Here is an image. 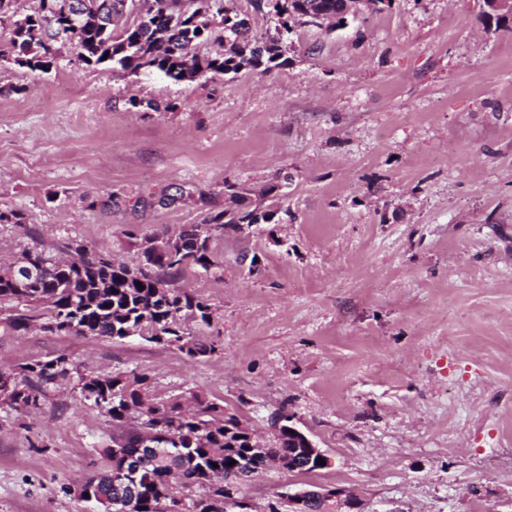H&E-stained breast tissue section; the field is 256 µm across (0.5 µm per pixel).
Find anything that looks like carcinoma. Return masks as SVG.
<instances>
[{
	"mask_svg": "<svg viewBox=\"0 0 512 512\" xmlns=\"http://www.w3.org/2000/svg\"><path fill=\"white\" fill-rule=\"evenodd\" d=\"M38 2V9L28 13L20 0H0V12L18 15L10 48L16 64L49 71L54 59L49 46L63 40L78 48L88 63L105 62L132 72L156 70L176 81H192L208 73L238 75L261 67L269 71L288 51L285 37L295 26L318 27L321 18L334 21L339 29L348 25L350 17L347 0H252L253 9L274 23V34L259 39L240 17L236 0H195L192 10L181 0H151L155 6L148 9L146 22L121 27L117 21L123 11L115 8L109 14L102 11L105 0H81L80 29L69 36L74 0H52L55 10L49 12L45 0ZM209 42L220 50L196 53L197 45ZM227 189L233 206L209 215L203 225L182 229L180 241L174 242L175 255L161 253L137 267H115L111 255L91 253L82 245L62 246L71 252L66 260L43 249L23 250L19 261L27 260L38 270L27 284H16L13 265L0 266V305L29 308L9 316V325L18 332L28 330L36 321L32 309L45 305L51 317L42 328L51 332L124 339L128 331L140 330L151 334L148 342L172 346L189 357L216 353L214 344L201 342L184 329L186 319L210 324L211 305L175 282L189 267L205 273L219 267L211 248L214 233L233 224L267 220L244 188L230 184ZM72 382L105 411L113 425L122 426L139 411L149 417L153 430L168 436L158 451L149 453L141 447L136 430L112 435L102 451L101 471L86 480L102 512H107L104 501L111 499L112 483L118 479L137 490L130 512H167L175 486L194 484L208 487L207 495L190 501L186 512H214L212 494L240 510L237 489L224 487V480L247 481L278 458L304 465V450L288 440L290 417L284 412L272 417L280 421L283 438L253 447L246 435L232 429L236 416L224 414L199 394H191L193 408L187 410L178 399L150 397L151 382L145 374L86 375L64 353L0 369V405L15 411L38 409L49 391ZM128 456L139 458L141 468H123Z\"/></svg>",
	"mask_w": 512,
	"mask_h": 512,
	"instance_id": "cac0c4a2",
	"label": "carcinoma"
}]
</instances>
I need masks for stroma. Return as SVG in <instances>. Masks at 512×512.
Listing matches in <instances>:
<instances>
[{
    "mask_svg": "<svg viewBox=\"0 0 512 512\" xmlns=\"http://www.w3.org/2000/svg\"><path fill=\"white\" fill-rule=\"evenodd\" d=\"M485 0H395L341 30L295 27L287 62L174 81L83 61L0 59V262L69 241L135 266L152 234L230 200L276 224L225 229L217 271L177 280L210 303L189 323L215 354L20 334L0 311V368L68 354L82 371L196 392L258 436L284 410L329 457L274 465L251 512L302 487L361 512H512V34ZM256 258L258 274L249 271ZM110 418L79 389L0 409V512H99L75 491Z\"/></svg>",
    "mask_w": 512,
    "mask_h": 512,
    "instance_id": "1",
    "label": "stroma"
}]
</instances>
